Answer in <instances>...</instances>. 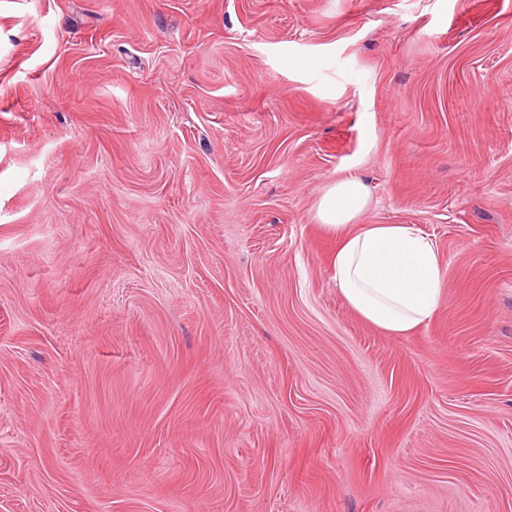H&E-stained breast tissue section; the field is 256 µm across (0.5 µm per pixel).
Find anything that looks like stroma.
<instances>
[{"label":"stroma","instance_id":"obj_1","mask_svg":"<svg viewBox=\"0 0 512 512\" xmlns=\"http://www.w3.org/2000/svg\"><path fill=\"white\" fill-rule=\"evenodd\" d=\"M0 512H512V0H0ZM369 194L355 176L336 179L316 217L336 232L333 280L344 302L391 336H406L436 313L443 274L434 245L410 224H351Z\"/></svg>","mask_w":512,"mask_h":512}]
</instances>
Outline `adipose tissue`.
I'll list each match as a JSON object with an SVG mask.
<instances>
[{
  "label": "adipose tissue",
  "instance_id": "obj_1",
  "mask_svg": "<svg viewBox=\"0 0 512 512\" xmlns=\"http://www.w3.org/2000/svg\"><path fill=\"white\" fill-rule=\"evenodd\" d=\"M368 202L360 178H340L321 196L316 217L336 233L333 280L344 302L385 333L404 336L439 307L438 252L413 225L357 223Z\"/></svg>",
  "mask_w": 512,
  "mask_h": 512
}]
</instances>
